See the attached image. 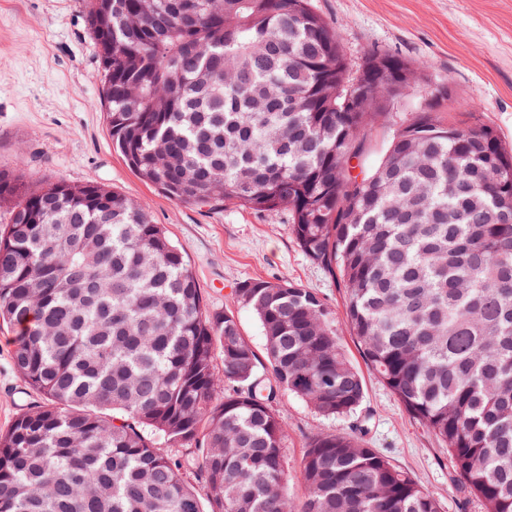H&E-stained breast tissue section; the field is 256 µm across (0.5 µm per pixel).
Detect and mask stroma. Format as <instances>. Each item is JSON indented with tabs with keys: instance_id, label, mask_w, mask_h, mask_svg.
<instances>
[{
	"instance_id": "35a3bbf8",
	"label": "stroma",
	"mask_w": 512,
	"mask_h": 512,
	"mask_svg": "<svg viewBox=\"0 0 512 512\" xmlns=\"http://www.w3.org/2000/svg\"><path fill=\"white\" fill-rule=\"evenodd\" d=\"M338 28L343 51L359 69L370 51L427 69L371 126L364 163L383 156L394 131L447 84L453 100L442 114L462 128L489 127L512 147V0H310ZM0 169L30 189L65 181L99 183L143 205L184 250L209 310L233 313L244 338L264 355L263 330L232 291L246 280L284 279L320 294L341 343L365 380L356 416L327 419L300 397L281 393L275 409L286 431V489L294 501L306 488L301 461L310 439L346 434L365 438L408 473L440 512H484L462 489L448 452L413 419L357 350L345 326L336 278L296 244L287 212L232 204H186L166 198L132 171L112 147L103 73L88 25L87 0H0ZM14 334L0 325V431L37 395L16 372Z\"/></svg>"
}]
</instances>
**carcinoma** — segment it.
I'll return each instance as SVG.
<instances>
[{"instance_id":"1","label":"carcinoma","mask_w":512,"mask_h":512,"mask_svg":"<svg viewBox=\"0 0 512 512\" xmlns=\"http://www.w3.org/2000/svg\"><path fill=\"white\" fill-rule=\"evenodd\" d=\"M99 8L89 26L127 164L179 203L288 212L300 249L339 278L365 364L485 512H512V149L444 123L436 87L364 167L357 135L411 65L368 53L385 65L346 100L340 34L310 0H112L110 36ZM0 202V321L43 398L0 433V512H439L362 436L313 437L304 500L285 493L280 392L328 418L365 393L318 293L237 286L262 363L126 195L29 190L0 170Z\"/></svg>"}]
</instances>
